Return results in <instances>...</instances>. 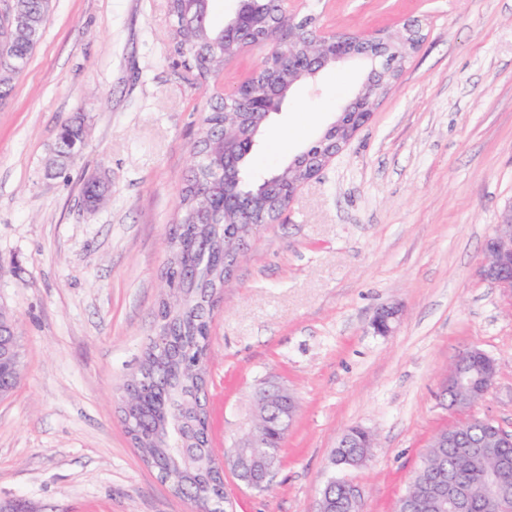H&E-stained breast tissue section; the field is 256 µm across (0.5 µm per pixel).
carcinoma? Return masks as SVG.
Wrapping results in <instances>:
<instances>
[{
  "label": "carcinoma",
  "mask_w": 512,
  "mask_h": 512,
  "mask_svg": "<svg viewBox=\"0 0 512 512\" xmlns=\"http://www.w3.org/2000/svg\"><path fill=\"white\" fill-rule=\"evenodd\" d=\"M210 0H167L171 20L170 38L174 52L196 78L206 83L224 70V57L235 54V48L224 45V27L211 20ZM284 4L278 0H254L250 17L243 23L251 27L254 20L272 17L270 27L260 26L268 39L277 37L278 23ZM15 9L23 22L18 29L4 35L0 31V56L7 55L20 63L18 69L0 78V99L7 98L15 77L25 68L42 36L50 9V0H16ZM269 77L260 74L253 81L254 95L266 101L268 111L276 112L287 97L291 84L276 78L278 95L265 96ZM240 111L232 100L215 96L202 118V128L193 151L209 154L203 164H194L184 180L178 206L168 236L169 256L164 265L165 297L157 314V334L146 348L137 375L142 379L139 392L132 395L136 415L123 420L131 440L141 448L144 460L157 469L161 479L178 494L202 505L213 503L220 509L228 498L224 478L212 465L209 423L206 410V375L208 335L211 316L224 290V262L229 259L228 241L232 236L228 221L231 216L213 205L224 197V164L235 161L233 169L241 181L237 192L251 190L254 183L248 174L250 156L262 131L249 130L233 119H225L226 109ZM82 124L73 119L61 126L56 151L62 161L79 148L77 139ZM108 184L86 181L83 198L89 205L102 204ZM288 415L270 411L269 428L257 434L258 455L265 468L247 467L240 471L243 484L253 490L271 488L282 442L288 432ZM179 434L182 450L168 447V433ZM368 433L360 427L347 431V446L333 452L336 465L359 468L372 458L367 447ZM469 448L428 449L410 478L406 492L400 497L396 512H436L430 475L440 469H451L459 479L479 487L484 479V466L506 457L512 460V446L489 448L485 464L468 461Z\"/></svg>",
  "instance_id": "obj_1"
}]
</instances>
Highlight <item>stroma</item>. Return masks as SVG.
<instances>
[{
  "label": "stroma",
  "instance_id": "stroma-1",
  "mask_svg": "<svg viewBox=\"0 0 512 512\" xmlns=\"http://www.w3.org/2000/svg\"><path fill=\"white\" fill-rule=\"evenodd\" d=\"M318 30L401 31L421 41L369 123L265 226L224 285L209 328L207 407L224 452L277 384L299 410L271 490L232 470L234 512H313L331 478L364 512H395L432 437L464 416L439 385L463 352L497 363L473 415L512 432V302L475 274L512 206V0H290ZM248 48L214 85L174 55L166 0H53L43 37L0 101V306L22 375L0 398V512H192L147 467L121 419L165 290L162 268L191 148L215 90L260 62ZM367 81L336 65L299 83L268 118L250 173L312 144ZM88 136L66 168L60 127ZM110 183L82 207L86 179ZM400 316L389 334L372 321ZM375 436L360 469L332 451L349 427Z\"/></svg>",
  "mask_w": 512,
  "mask_h": 512
}]
</instances>
